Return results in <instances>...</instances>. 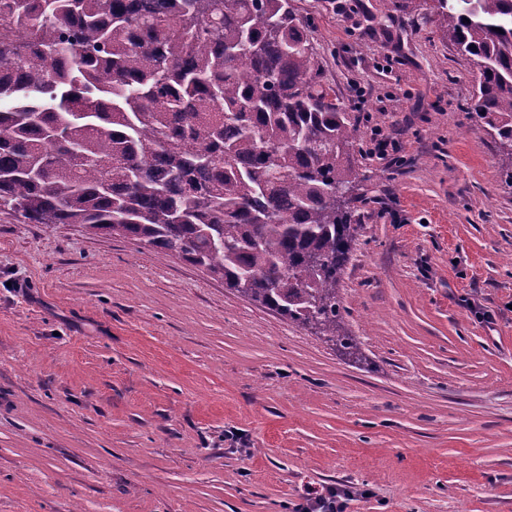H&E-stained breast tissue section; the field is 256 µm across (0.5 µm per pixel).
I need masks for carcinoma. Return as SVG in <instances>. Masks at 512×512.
Wrapping results in <instances>:
<instances>
[{"label": "carcinoma", "instance_id": "cac0c4a2", "mask_svg": "<svg viewBox=\"0 0 512 512\" xmlns=\"http://www.w3.org/2000/svg\"><path fill=\"white\" fill-rule=\"evenodd\" d=\"M512 157V0H433ZM290 0H0V212L179 257L346 355L356 121Z\"/></svg>", "mask_w": 512, "mask_h": 512}]
</instances>
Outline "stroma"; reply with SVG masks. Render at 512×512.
Returning a JSON list of instances; mask_svg holds the SVG:
<instances>
[{
  "label": "stroma",
  "mask_w": 512,
  "mask_h": 512,
  "mask_svg": "<svg viewBox=\"0 0 512 512\" xmlns=\"http://www.w3.org/2000/svg\"><path fill=\"white\" fill-rule=\"evenodd\" d=\"M366 175L362 362L203 268L0 212V512H512V157L429 7L291 0ZM396 142L382 157L375 136ZM348 493L343 490L326 488L325 491L312 490L304 497L300 509L304 512H344Z\"/></svg>",
  "instance_id": "obj_1"
}]
</instances>
